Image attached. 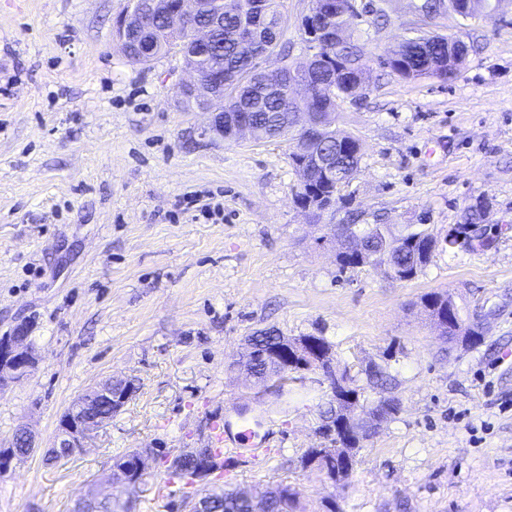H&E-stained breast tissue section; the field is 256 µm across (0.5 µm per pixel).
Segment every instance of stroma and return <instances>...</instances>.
<instances>
[{"instance_id": "35a3bbf8", "label": "stroma", "mask_w": 512, "mask_h": 512, "mask_svg": "<svg viewBox=\"0 0 512 512\" xmlns=\"http://www.w3.org/2000/svg\"><path fill=\"white\" fill-rule=\"evenodd\" d=\"M385 0L387 25L360 45L371 60L363 100L339 126L361 145L358 174L320 218L299 209L289 144L214 141L184 110L181 56L143 66L112 23L127 0H0V335L31 325L38 365L0 391V448L29 426L36 452L0 477V512H71L87 487L175 512L160 452L211 445L214 421L255 423L270 454L196 484L261 496L288 484L300 512H512V230L491 248L448 247L477 199L512 227V0L500 18ZM458 33L472 50L453 80L402 81L377 59L416 31ZM423 230L439 246L409 281L382 264L340 270L338 227ZM450 293L483 339L447 343L423 310ZM321 336L348 374L366 435L349 476L307 465L331 448L318 374L285 396L238 362L248 336ZM382 372L385 383L370 379ZM136 395L83 452L48 460L63 413L108 379ZM387 400L395 411L370 424ZM149 451L143 486H115L114 458Z\"/></svg>"}]
</instances>
